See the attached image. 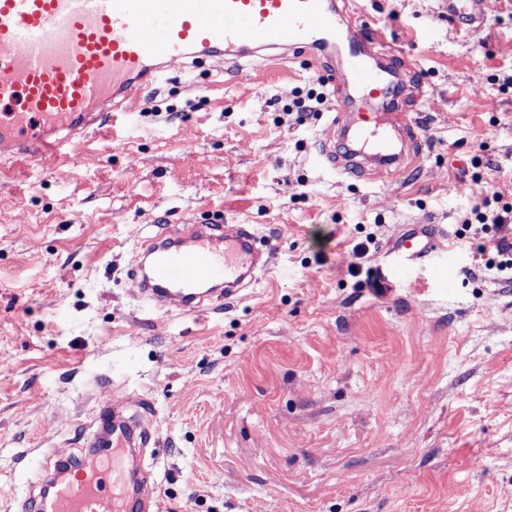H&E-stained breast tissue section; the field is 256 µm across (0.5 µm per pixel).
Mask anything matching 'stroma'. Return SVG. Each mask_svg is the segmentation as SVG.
<instances>
[{
  "mask_svg": "<svg viewBox=\"0 0 512 512\" xmlns=\"http://www.w3.org/2000/svg\"><path fill=\"white\" fill-rule=\"evenodd\" d=\"M343 16L400 47L391 171L321 165L352 89L298 50L172 61L78 166L0 178V512L84 458L102 392L152 427L129 462L166 512H512V282L461 230L512 205V0L476 32L445 0ZM207 219L248 225L266 270L204 320L154 306L130 275L144 243ZM406 224L451 249L397 267Z\"/></svg>",
  "mask_w": 512,
  "mask_h": 512,
  "instance_id": "stroma-1",
  "label": "stroma"
}]
</instances>
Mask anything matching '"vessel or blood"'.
I'll use <instances>...</instances> for the list:
<instances>
[{"mask_svg": "<svg viewBox=\"0 0 512 512\" xmlns=\"http://www.w3.org/2000/svg\"><path fill=\"white\" fill-rule=\"evenodd\" d=\"M482 6L448 0V16L471 26ZM298 44L320 57L342 56L361 99L353 120L335 118L354 142L349 156L324 145L321 162L347 170L368 155L381 171L400 163L392 135L409 129L407 113L373 110L390 90L388 72L376 62L394 50L385 38L345 33L333 0H0V158L50 154L77 165L74 137L104 127L115 100L140 99L167 63L213 55L235 61ZM254 240L244 226L221 224L200 225L186 249L155 236L147 246L151 275L140 291L160 306H187L197 288L220 279L232 298L254 269ZM448 248L438 225L405 229L392 245L406 261ZM123 457L121 438L113 436L99 462L69 475L52 500H25L21 512H162L149 485L126 497Z\"/></svg>", "mask_w": 512, "mask_h": 512, "instance_id": "obj_1", "label": "vessel or blood"}]
</instances>
